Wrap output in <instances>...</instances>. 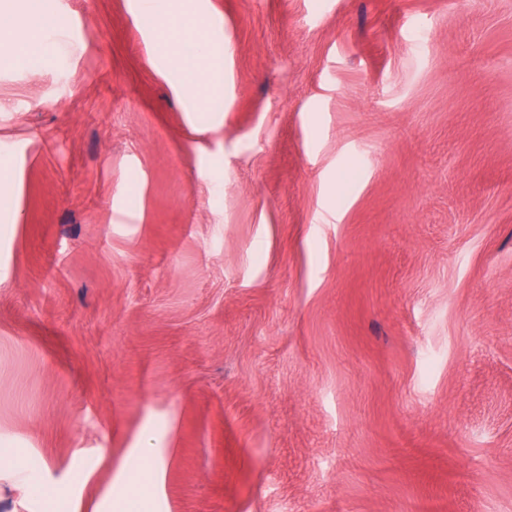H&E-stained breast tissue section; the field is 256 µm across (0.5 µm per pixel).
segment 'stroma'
I'll list each match as a JSON object with an SVG mask.
<instances>
[{
    "mask_svg": "<svg viewBox=\"0 0 512 512\" xmlns=\"http://www.w3.org/2000/svg\"><path fill=\"white\" fill-rule=\"evenodd\" d=\"M142 5L0 63V512H512V0ZM143 6L151 15L158 32V47L163 50V56L174 71L184 74L194 87L211 85L218 70L224 66V53L215 49L209 39L201 41L195 28L189 25L173 24L167 28V38L162 34V28L171 14V0H145ZM191 56L198 61L192 70L185 67V59Z\"/></svg>",
    "mask_w": 512,
    "mask_h": 512,
    "instance_id": "1",
    "label": "stroma"
}]
</instances>
